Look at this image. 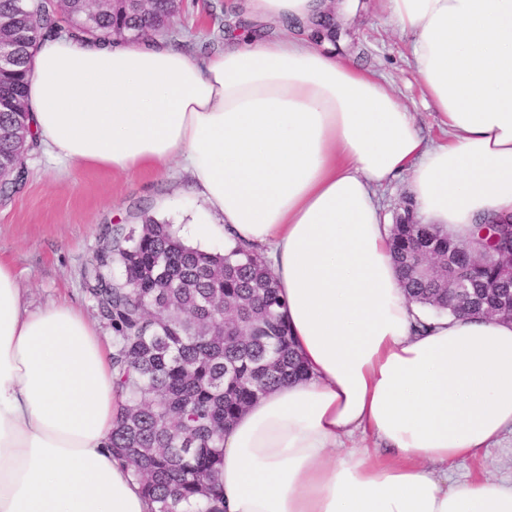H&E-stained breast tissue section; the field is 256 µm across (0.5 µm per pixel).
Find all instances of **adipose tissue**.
Listing matches in <instances>:
<instances>
[{"instance_id": "obj_1", "label": "adipose tissue", "mask_w": 512, "mask_h": 512, "mask_svg": "<svg viewBox=\"0 0 512 512\" xmlns=\"http://www.w3.org/2000/svg\"><path fill=\"white\" fill-rule=\"evenodd\" d=\"M381 2L442 140L309 37L329 0H246L278 34L227 36L200 62L160 38L46 40L34 56L30 125L49 159H179L205 207L185 238L253 247L287 301L308 375L225 429V512H512V483L448 479L512 434V321L409 303L378 197L408 174L416 219L462 239L512 214V0ZM118 402L95 326L67 303L29 309L0 260V512H149L105 446Z\"/></svg>"}]
</instances>
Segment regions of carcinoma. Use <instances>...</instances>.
<instances>
[{"instance_id": "carcinoma-1", "label": "carcinoma", "mask_w": 512, "mask_h": 512, "mask_svg": "<svg viewBox=\"0 0 512 512\" xmlns=\"http://www.w3.org/2000/svg\"><path fill=\"white\" fill-rule=\"evenodd\" d=\"M180 0H151L142 12L128 0H0L11 20L0 36L21 52L0 71V168L7 204L27 179V159L38 149L27 127L33 50L66 37L100 44L136 43L173 30ZM311 37L336 40V27L319 18ZM139 231L109 224L99 238L88 289L98 316L112 327V370L121 403L106 447L125 461L150 512H224L219 487L222 434L259 395L306 373L281 308L276 282L253 250L206 253L186 246L168 224L139 210ZM393 256L407 297L438 312L509 314L512 220L476 219L463 240L418 224L410 202L392 225ZM426 253L452 269L419 273ZM115 265L122 278L111 276ZM464 279L468 293L453 287Z\"/></svg>"}]
</instances>
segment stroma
Wrapping results in <instances>:
<instances>
[{"mask_svg": "<svg viewBox=\"0 0 512 512\" xmlns=\"http://www.w3.org/2000/svg\"><path fill=\"white\" fill-rule=\"evenodd\" d=\"M185 10L167 40L199 61L224 48L223 22L235 13L238 28L252 20L242 0H184ZM336 48L360 67L382 75L413 111L418 126L433 140L442 136L430 110L420 100V83L410 63L409 45L387 24L378 0H358L356 15L336 25ZM27 180L12 202L0 206V257L11 263L32 307L67 302L96 322L104 337L110 326L100 321L86 291L98 240L109 224L138 228L139 207L149 216L181 229L201 212L189 189L188 175L170 164L163 175L120 173L96 168L73 169L51 164L36 152L27 160ZM512 481V435L478 459L455 465L454 481L483 475Z\"/></svg>", "mask_w": 512, "mask_h": 512, "instance_id": "obj_1", "label": "stroma"}]
</instances>
